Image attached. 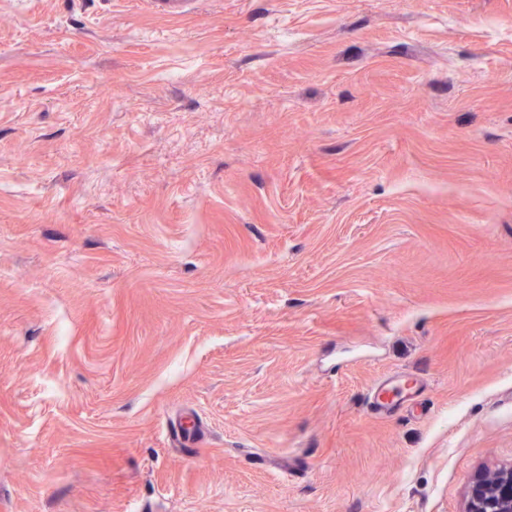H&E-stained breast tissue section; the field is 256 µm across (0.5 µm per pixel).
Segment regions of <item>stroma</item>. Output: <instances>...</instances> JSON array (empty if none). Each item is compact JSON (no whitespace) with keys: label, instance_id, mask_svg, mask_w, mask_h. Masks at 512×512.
<instances>
[{"label":"stroma","instance_id":"35a3bbf8","mask_svg":"<svg viewBox=\"0 0 512 512\" xmlns=\"http://www.w3.org/2000/svg\"><path fill=\"white\" fill-rule=\"evenodd\" d=\"M511 464L512 0H0V512Z\"/></svg>","mask_w":512,"mask_h":512}]
</instances>
